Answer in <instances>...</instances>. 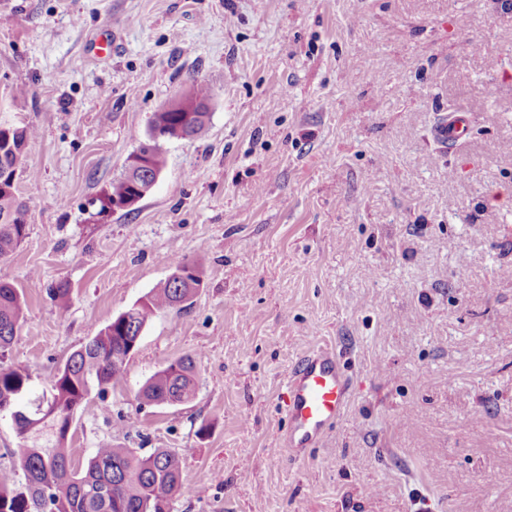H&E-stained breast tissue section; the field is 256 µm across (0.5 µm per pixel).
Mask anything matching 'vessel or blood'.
Listing matches in <instances>:
<instances>
[{"mask_svg":"<svg viewBox=\"0 0 512 512\" xmlns=\"http://www.w3.org/2000/svg\"><path fill=\"white\" fill-rule=\"evenodd\" d=\"M468 131L466 117L450 112L433 129L434 139L447 146L459 142ZM350 397V380L334 348H318L302 357L287 377L288 430L279 441L295 456L319 446L328 427L339 418Z\"/></svg>","mask_w":512,"mask_h":512,"instance_id":"b4317fda","label":"vessel or blood"}]
</instances>
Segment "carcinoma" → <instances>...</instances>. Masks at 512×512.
Returning <instances> with one entry per match:
<instances>
[{"label": "carcinoma", "instance_id": "carcinoma-1", "mask_svg": "<svg viewBox=\"0 0 512 512\" xmlns=\"http://www.w3.org/2000/svg\"><path fill=\"white\" fill-rule=\"evenodd\" d=\"M210 101L205 85L170 103L167 112L153 113L150 126H180L186 139L205 135L208 112L185 108ZM34 129H0V259L8 258L26 237L25 210L17 197V153L33 138ZM159 143H154L143 176L126 173L111 183L99 213L124 209L142 198L146 176L156 178L165 168ZM172 273L141 302L118 315L89 337L57 369L50 390L31 396L32 374L6 363L24 316V301L11 283L0 281V415L11 418L20 440L19 465L0 470V512H172L181 485L182 466L172 452L157 448L137 456L129 448L106 444L95 450L85 468L71 459L68 435L75 412L92 390L104 393L123 378L128 355L148 321L160 309L182 311L203 287L198 267L186 258L172 263ZM197 388L194 359L181 357L153 374L140 400L158 404L165 395L177 403L190 401Z\"/></svg>", "mask_w": 512, "mask_h": 512}]
</instances>
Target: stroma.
Returning a JSON list of instances; mask_svg holds the SVG:
<instances>
[{
    "instance_id": "stroma-1",
    "label": "stroma",
    "mask_w": 512,
    "mask_h": 512,
    "mask_svg": "<svg viewBox=\"0 0 512 512\" xmlns=\"http://www.w3.org/2000/svg\"><path fill=\"white\" fill-rule=\"evenodd\" d=\"M198 84L207 134L164 141L154 189L101 213ZM452 106L473 130L448 150ZM1 122L36 131L27 236L0 261L35 391L173 258L204 281L77 410L75 461L174 451L173 512H512V0H0ZM324 345L351 397L295 460L287 375ZM187 355L193 399L142 404Z\"/></svg>"
}]
</instances>
